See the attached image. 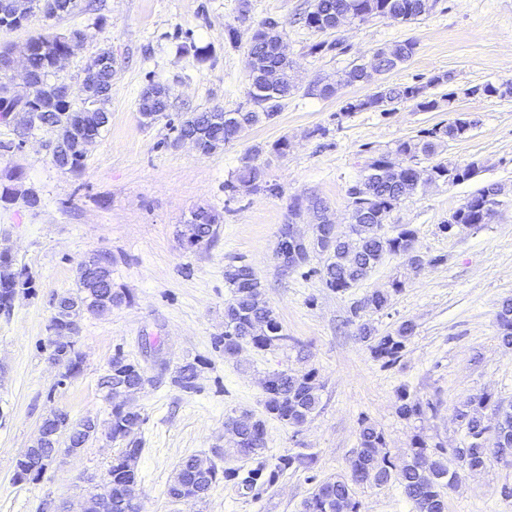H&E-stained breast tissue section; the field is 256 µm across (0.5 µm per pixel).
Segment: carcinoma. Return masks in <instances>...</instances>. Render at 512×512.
I'll return each instance as SVG.
<instances>
[{
  "label": "carcinoma",
  "mask_w": 512,
  "mask_h": 512,
  "mask_svg": "<svg viewBox=\"0 0 512 512\" xmlns=\"http://www.w3.org/2000/svg\"><path fill=\"white\" fill-rule=\"evenodd\" d=\"M71 0H36L35 10L46 19H55L72 13ZM438 0H313L303 16L304 24L315 30L332 22L342 23L347 19L364 21L371 17L389 18L398 22H410L429 13ZM8 0H0V30H17L24 27L29 18H16L7 12ZM283 31L279 22L267 18L255 28L247 43L250 59L248 98L251 108H238L224 112V120H218L217 109L195 112L183 117L177 127L181 136H192L210 155L236 141L248 127L265 119L271 121L281 112L283 103L292 96L296 83L292 75V62L279 50L276 33ZM81 32L69 31L65 36L45 30L30 38L31 54L28 67L31 81L27 94L30 98L31 131L53 128L70 132L74 117L86 115L85 124L79 129L83 136L95 140L101 136L110 122L111 113L106 104L112 89V52L102 49L97 56L104 63L96 75V105L87 108L78 105L62 93L65 81L56 78L57 59L65 48V38H77ZM415 42L403 41L375 52L376 68L387 72L409 59ZM365 81L364 64L351 63L342 71L336 83H325L310 88L313 95L330 97L342 84ZM426 86L380 85L377 90L362 99L346 102L342 114L374 110L391 112L394 105L414 101L423 112L440 108V102L426 96ZM172 105L171 90L158 83H149L142 91L139 111L147 112L152 121L169 117ZM467 119L440 122L422 129L408 139L396 143L394 152L405 155L412 164L424 168L429 161L430 175L442 184L458 185L474 179L481 170L477 161H472L464 172L459 165L443 161L431 162L439 148L449 141L462 140L469 134ZM391 152H381L365 164L360 177L347 189L348 228L345 238L331 247H320L318 254L324 256L317 273L325 287L343 292L365 280L387 255L409 258L415 250L416 231L403 225L396 234L389 236L382 231L389 214L403 200L415 195L420 185L411 170L396 171L388 158ZM264 186L277 193L279 187L265 183V164L248 162L237 173L235 180L225 188L235 192L241 188ZM494 184L487 183L474 192L454 211L464 224L480 222L481 206L490 201ZM205 222L199 224L200 237L207 242L214 238L218 214L199 208ZM230 288V297L224 303V336L218 343L227 355L235 354L241 345L249 344L257 350H268L288 342L275 310L268 304L255 300L261 293L262 284L253 269L246 265H233L224 273ZM30 277L19 273L12 288H0V311H9L15 298L29 289ZM404 283L394 281L391 288L374 290L363 297L352 309L358 319V335L367 343L374 355L387 364H394L406 341L415 332V326L405 321L397 329L384 336L376 333L365 316L379 312L391 304L392 296L402 290ZM126 301V295L112 287L111 262L106 257L94 256L92 263L81 264L78 270L76 289L60 296L56 302L57 312L51 318L50 327L54 335L64 342L49 341L50 357L59 361L71 377L81 372L82 360L75 349L72 326L86 315H98ZM500 340L503 346L512 348V299H506L498 313ZM201 362H189L179 368L173 378L175 384L185 391L196 387ZM148 378L137 364L117 353L105 374L99 378L98 387L107 397L120 399L122 403L112 406V424L107 438L123 444L112 459L101 483L102 490H112V506L107 508L97 496L87 502V512H134L133 496L137 493L135 468L128 466V458L143 451L138 438L145 423L142 413L130 406V402L144 388ZM320 386L315 375L307 372L293 375L286 371L269 374L264 388V408L267 414L282 423L300 427L318 410ZM491 410L496 417V428L505 440L500 444L484 433L479 425L481 412ZM436 410V404L422 400L403 389L398 395L396 413L405 420L420 419L427 411ZM456 417L464 428L463 447L448 450L441 445L431 446L420 435L412 438L410 453L402 459L392 457L386 451L384 433L367 420H362L358 433V446L349 462L345 474L324 480L316 485L305 498L299 512H360L361 503L356 498V487L369 485L383 487L396 483L413 503L415 512H446V490L458 478L459 461L463 458L476 467H485L492 458L498 460L512 457V404L504 405L488 393L476 395L457 409ZM224 430L235 436L233 455L238 459L254 462L247 471L234 466L219 468L212 460L197 455L183 458L169 482L167 493L175 501L193 500L202 502L213 487L224 481L253 490L257 487H272L279 477L289 470L311 471L316 457L311 453L292 452L271 457L266 448V421L247 412L238 415L231 411L224 419ZM60 451V443L52 436L37 439L16 461L17 475L35 480L41 475L43 466L51 462Z\"/></svg>",
  "instance_id": "1"
}]
</instances>
